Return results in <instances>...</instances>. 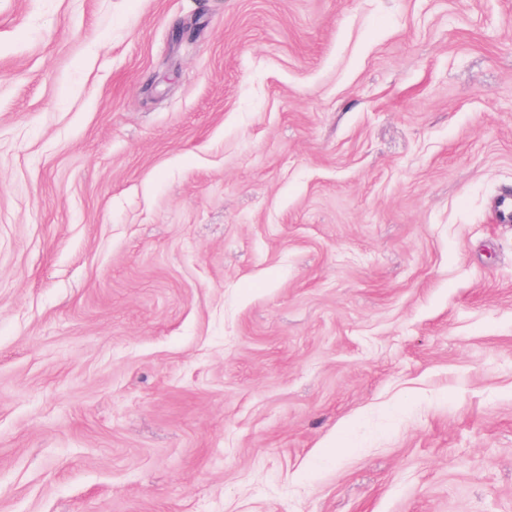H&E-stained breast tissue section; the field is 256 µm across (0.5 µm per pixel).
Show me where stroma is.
I'll use <instances>...</instances> for the list:
<instances>
[{
	"label": "stroma",
	"mask_w": 512,
	"mask_h": 512,
	"mask_svg": "<svg viewBox=\"0 0 512 512\" xmlns=\"http://www.w3.org/2000/svg\"><path fill=\"white\" fill-rule=\"evenodd\" d=\"M512 0H0V512H512Z\"/></svg>",
	"instance_id": "35a3bbf8"
}]
</instances>
